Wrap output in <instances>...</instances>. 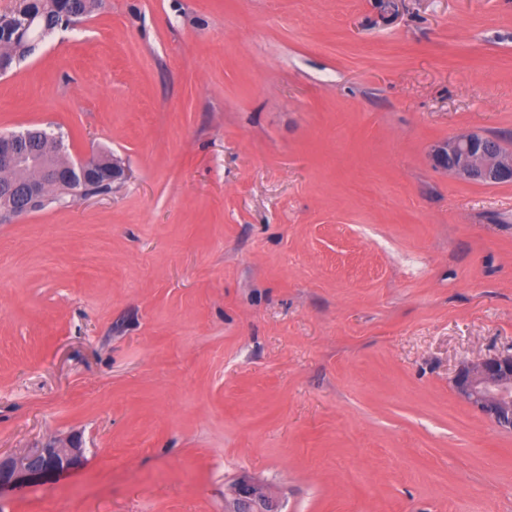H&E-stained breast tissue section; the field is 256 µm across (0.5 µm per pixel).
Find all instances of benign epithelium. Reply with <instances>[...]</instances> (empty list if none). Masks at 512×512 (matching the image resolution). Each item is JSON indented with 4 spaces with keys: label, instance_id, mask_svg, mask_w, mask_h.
<instances>
[{
    "label": "benign epithelium",
    "instance_id": "benign-epithelium-1",
    "mask_svg": "<svg viewBox=\"0 0 512 512\" xmlns=\"http://www.w3.org/2000/svg\"><path fill=\"white\" fill-rule=\"evenodd\" d=\"M32 19L14 28V56L0 57V74L9 72L14 57L28 56L40 47L43 39L56 26L43 27L32 39L28 29ZM20 134L0 135V169L22 172L0 193V223L38 210L44 188L65 184L71 199L90 194V183L104 178L115 182L124 175V168L107 157L70 160L57 164L48 159H34L20 151ZM436 166L455 176L484 185L512 182V150L499 140L483 133L469 132L452 137L437 146L432 154ZM456 393L487 417L498 429L512 432V354L495 355L477 363L461 366L453 378ZM84 459V448L78 441L66 446L47 443L28 452L7 458L0 457V496L71 471ZM226 512H281L278 502L258 481L241 479L234 485Z\"/></svg>",
    "mask_w": 512,
    "mask_h": 512
}]
</instances>
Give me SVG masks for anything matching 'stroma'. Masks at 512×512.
<instances>
[{
    "label": "stroma",
    "mask_w": 512,
    "mask_h": 512,
    "mask_svg": "<svg viewBox=\"0 0 512 512\" xmlns=\"http://www.w3.org/2000/svg\"><path fill=\"white\" fill-rule=\"evenodd\" d=\"M105 194L0 224V453L80 439L0 512H512V434L454 393L512 351V0H103L0 76V133ZM40 131L42 130L39 128L26 129L29 137L23 144L24 150L32 155H42L48 152L58 162L66 161V159L63 158L62 150L58 147L57 143L53 139L46 138ZM436 166L458 178L484 185L512 182V150L483 133L469 132L435 146ZM226 512H281L278 502L258 481L241 479L234 485Z\"/></svg>",
    "instance_id": "35a3bbf8"
}]
</instances>
